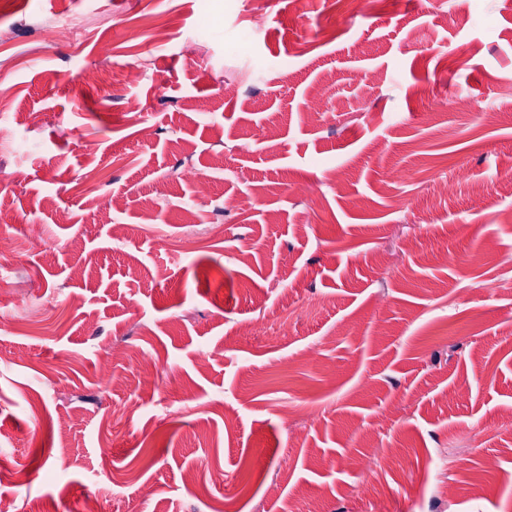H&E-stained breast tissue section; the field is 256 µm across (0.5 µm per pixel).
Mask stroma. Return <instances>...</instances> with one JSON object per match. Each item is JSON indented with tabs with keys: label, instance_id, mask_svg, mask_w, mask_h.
Segmentation results:
<instances>
[{
	"label": "stroma",
	"instance_id": "obj_1",
	"mask_svg": "<svg viewBox=\"0 0 512 512\" xmlns=\"http://www.w3.org/2000/svg\"><path fill=\"white\" fill-rule=\"evenodd\" d=\"M15 2L0 467L27 473L19 502L512 512V0ZM62 11L80 44L44 36Z\"/></svg>",
	"mask_w": 512,
	"mask_h": 512
}]
</instances>
